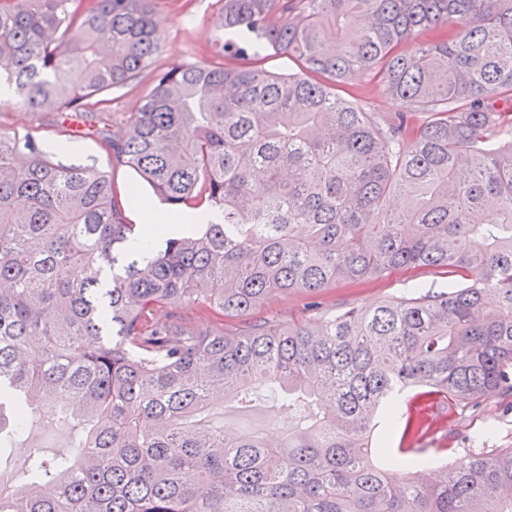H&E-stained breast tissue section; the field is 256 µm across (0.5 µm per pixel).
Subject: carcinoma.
I'll return each instance as SVG.
<instances>
[{"label": "carcinoma", "mask_w": 512, "mask_h": 512, "mask_svg": "<svg viewBox=\"0 0 512 512\" xmlns=\"http://www.w3.org/2000/svg\"><path fill=\"white\" fill-rule=\"evenodd\" d=\"M216 55L154 69L155 0H0V82L101 120L177 212L215 220L141 250L110 178L0 131V449L36 415L72 452L28 457L0 512H512V448L388 475L394 429L512 407V0H219ZM272 50L299 71L274 73ZM423 114L336 93L360 76ZM450 269L461 284L288 327L201 333L277 294ZM308 409L276 445L202 422L224 397ZM177 311L191 324L203 332H229L231 330L239 329L251 321L253 314H248L236 318H225L206 316L196 306L187 304L171 305L166 308L154 311V317L157 320H164L169 313Z\"/></svg>", "instance_id": "1"}]
</instances>
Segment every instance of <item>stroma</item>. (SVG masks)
<instances>
[{
	"mask_svg": "<svg viewBox=\"0 0 512 512\" xmlns=\"http://www.w3.org/2000/svg\"><path fill=\"white\" fill-rule=\"evenodd\" d=\"M218 0H190L187 8H179L175 0H158L155 13L161 33V49L155 67L166 70L173 65L192 61L199 64L215 62L213 42L218 33ZM151 85L150 78L113 91L110 112L112 119L103 134L89 131L82 113L34 112L17 102L14 95L0 98V130L18 135L29 134L44 141H61L75 145V153L59 154L63 164L91 166L106 172L120 195L136 188L138 199L145 205L162 209L163 204L134 171L116 162L110 141L123 129L126 116L133 112ZM454 278L442 269H411L393 273L367 285L339 283L323 292L318 311H310L298 293H282L270 299L260 310L262 316L280 326L313 320L316 314L331 315L353 307H365L391 298L410 295L413 287L439 288L453 284ZM296 411L269 400L256 401L251 410L238 412L230 408L211 411L213 424L226 432L264 429L275 433L287 431L296 421ZM468 431L462 437L448 434L447 422H439L428 441L435 448L454 449L456 457H464L477 448L512 447V410L497 394H490L475 411L460 415ZM72 441L69 425L58 421L34 418L24 435L11 448L0 453V481L18 484L25 479V459L30 452L53 457L68 452Z\"/></svg>",
	"mask_w": 512,
	"mask_h": 512,
	"instance_id": "1",
	"label": "stroma"
}]
</instances>
